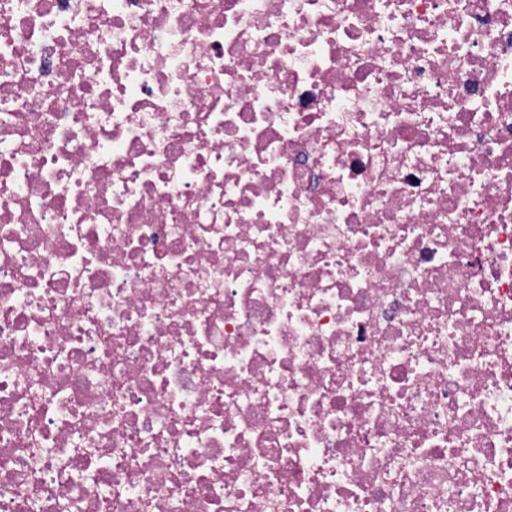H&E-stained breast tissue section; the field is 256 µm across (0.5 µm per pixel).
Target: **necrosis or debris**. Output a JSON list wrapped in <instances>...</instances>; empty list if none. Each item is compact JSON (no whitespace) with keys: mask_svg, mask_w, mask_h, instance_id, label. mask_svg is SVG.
I'll use <instances>...</instances> for the list:
<instances>
[{"mask_svg":"<svg viewBox=\"0 0 512 512\" xmlns=\"http://www.w3.org/2000/svg\"><path fill=\"white\" fill-rule=\"evenodd\" d=\"M0 512H512V0H0Z\"/></svg>","mask_w":512,"mask_h":512,"instance_id":"4bbe7bcc","label":"necrosis or debris"}]
</instances>
